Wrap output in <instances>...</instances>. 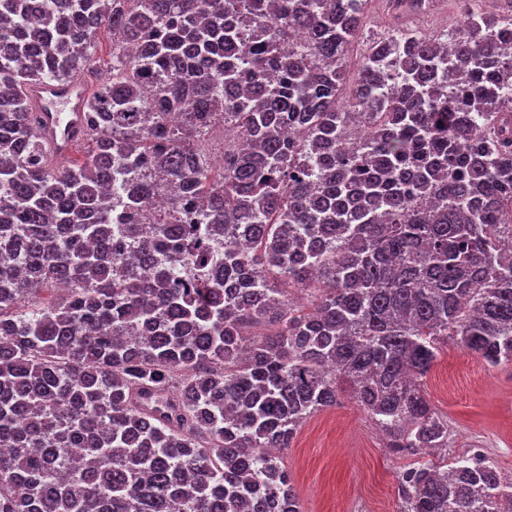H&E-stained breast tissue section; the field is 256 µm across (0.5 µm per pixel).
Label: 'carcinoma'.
I'll use <instances>...</instances> for the list:
<instances>
[{
    "label": "carcinoma",
    "mask_w": 512,
    "mask_h": 512,
    "mask_svg": "<svg viewBox=\"0 0 512 512\" xmlns=\"http://www.w3.org/2000/svg\"><path fill=\"white\" fill-rule=\"evenodd\" d=\"M370 4L0 0V512H302L272 450L345 384L386 448L431 452L400 512H512L417 383L450 339L512 362V18L456 0L450 36L396 28L352 75ZM104 29L90 143L52 168L24 89ZM149 169L174 212L112 223Z\"/></svg>",
    "instance_id": "cac0c4a2"
}]
</instances>
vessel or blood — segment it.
<instances>
[{
	"label": "vessel or blood",
	"instance_id": "obj_1",
	"mask_svg": "<svg viewBox=\"0 0 512 512\" xmlns=\"http://www.w3.org/2000/svg\"><path fill=\"white\" fill-rule=\"evenodd\" d=\"M92 88L83 75L65 82H40L26 90L48 166L73 152L86 138V104Z\"/></svg>",
	"mask_w": 512,
	"mask_h": 512
}]
</instances>
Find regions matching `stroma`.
I'll return each instance as SVG.
<instances>
[{"label":"stroma","mask_w":512,"mask_h":512,"mask_svg":"<svg viewBox=\"0 0 512 512\" xmlns=\"http://www.w3.org/2000/svg\"><path fill=\"white\" fill-rule=\"evenodd\" d=\"M423 385L448 420L451 455L483 441L501 474L512 477V363L492 367L451 343ZM279 456L302 512H398V474L405 462L388 452L349 392L308 418Z\"/></svg>","instance_id":"stroma-1"}]
</instances>
